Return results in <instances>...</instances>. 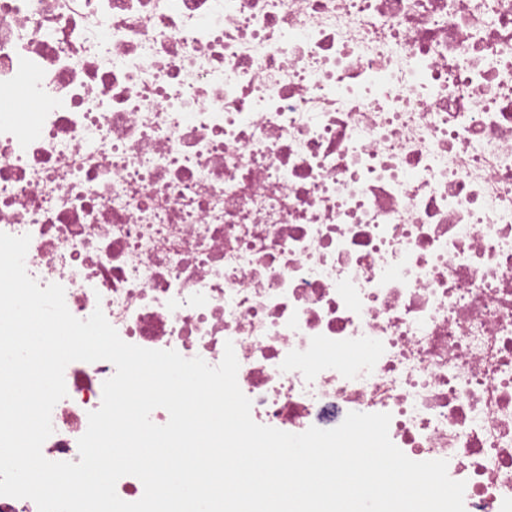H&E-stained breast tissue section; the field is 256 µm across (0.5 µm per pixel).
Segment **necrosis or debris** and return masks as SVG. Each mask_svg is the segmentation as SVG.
Listing matches in <instances>:
<instances>
[{
    "mask_svg": "<svg viewBox=\"0 0 512 512\" xmlns=\"http://www.w3.org/2000/svg\"><path fill=\"white\" fill-rule=\"evenodd\" d=\"M0 232L127 343L233 344L256 423L389 413L512 512V0H0Z\"/></svg>",
    "mask_w": 512,
    "mask_h": 512,
    "instance_id": "1",
    "label": "necrosis or debris"
}]
</instances>
